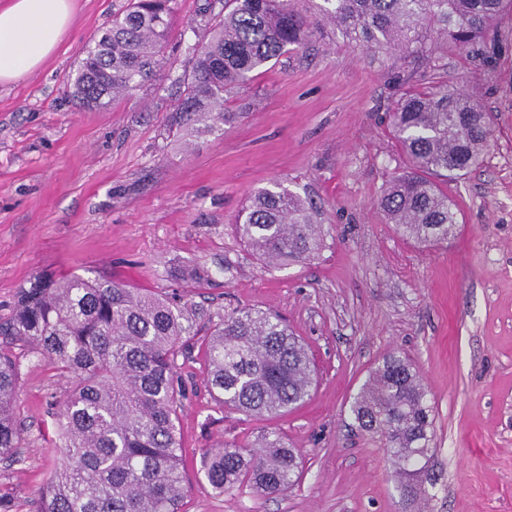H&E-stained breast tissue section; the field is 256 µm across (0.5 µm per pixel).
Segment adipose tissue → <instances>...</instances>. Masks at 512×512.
<instances>
[{"instance_id":"adipose-tissue-1","label":"adipose tissue","mask_w":512,"mask_h":512,"mask_svg":"<svg viewBox=\"0 0 512 512\" xmlns=\"http://www.w3.org/2000/svg\"><path fill=\"white\" fill-rule=\"evenodd\" d=\"M71 0H8L0 6V82L23 79L60 44Z\"/></svg>"}]
</instances>
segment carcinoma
Listing matches in <instances>:
<instances>
[{
  "label": "carcinoma",
  "mask_w": 512,
  "mask_h": 512,
  "mask_svg": "<svg viewBox=\"0 0 512 512\" xmlns=\"http://www.w3.org/2000/svg\"><path fill=\"white\" fill-rule=\"evenodd\" d=\"M176 0H128L111 25L81 49L69 75L83 108H99L159 75ZM209 19L189 48L183 96L189 124L231 119L224 92L330 27L368 50L413 53L429 28L458 50L487 58L502 41L498 20L512 0H322L303 12L291 0H211ZM484 109L459 85L440 84L402 99L391 115L405 156L378 206L408 239L440 245L457 233V214L439 181L476 166L490 144ZM313 209L280 183L257 192L235 231L268 264L313 257L321 248ZM198 335L188 310L161 292L96 275L39 274L0 318V459L18 462L22 421L18 376L27 353L72 378L54 413L61 463L38 490L36 512H181L186 495L178 433V359ZM208 387L218 405L273 419L305 401L312 386L307 350L270 311L243 308L202 342ZM354 423L376 436L404 479L410 501L428 495L434 455L433 406L410 361L395 353L372 370L350 406ZM202 471L222 493L263 497L295 485L298 450L279 436L257 447L224 444L203 453Z\"/></svg>",
  "instance_id": "1"
}]
</instances>
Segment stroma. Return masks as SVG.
Masks as SVG:
<instances>
[{"instance_id": "obj_1", "label": "stroma", "mask_w": 512, "mask_h": 512, "mask_svg": "<svg viewBox=\"0 0 512 512\" xmlns=\"http://www.w3.org/2000/svg\"><path fill=\"white\" fill-rule=\"evenodd\" d=\"M207 4L176 0L161 79L111 107L80 108L66 76L127 0H72L57 50L0 83V316L34 275L105 273L180 298L203 336L241 308L287 319L315 386L282 418L220 408L201 344L182 360L186 512H512V51L487 65L430 30L432 55L400 57L328 31L226 93L234 118L210 132L173 112ZM448 80L492 113V139L478 167L444 186L456 236L429 246L387 223L377 200L404 163L389 113L405 93ZM277 181L312 204L322 248L270 268L233 225ZM198 268L210 279L194 288L184 276ZM392 352L415 364L434 407L438 483L426 501L404 498L394 463L349 411ZM69 385L45 361L21 368L25 461H0L17 512H30L62 459L52 412ZM270 430L300 450L301 481L270 497L215 492L203 451L254 446Z\"/></svg>"}]
</instances>
